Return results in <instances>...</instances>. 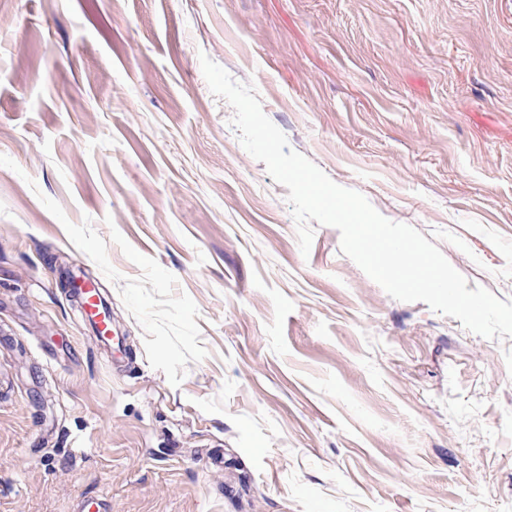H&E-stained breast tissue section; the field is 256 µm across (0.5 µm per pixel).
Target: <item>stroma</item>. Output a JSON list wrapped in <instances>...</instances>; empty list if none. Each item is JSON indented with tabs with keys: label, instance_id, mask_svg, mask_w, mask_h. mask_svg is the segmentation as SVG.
<instances>
[{
	"label": "stroma",
	"instance_id": "35a3bbf8",
	"mask_svg": "<svg viewBox=\"0 0 512 512\" xmlns=\"http://www.w3.org/2000/svg\"><path fill=\"white\" fill-rule=\"evenodd\" d=\"M203 54L512 300V0H0V512H512V338L302 254ZM71 297L77 303L84 321L104 344L111 358L113 349L122 352L121 338L115 334L110 306L100 288L90 279L77 277L72 282Z\"/></svg>",
	"mask_w": 512,
	"mask_h": 512
}]
</instances>
